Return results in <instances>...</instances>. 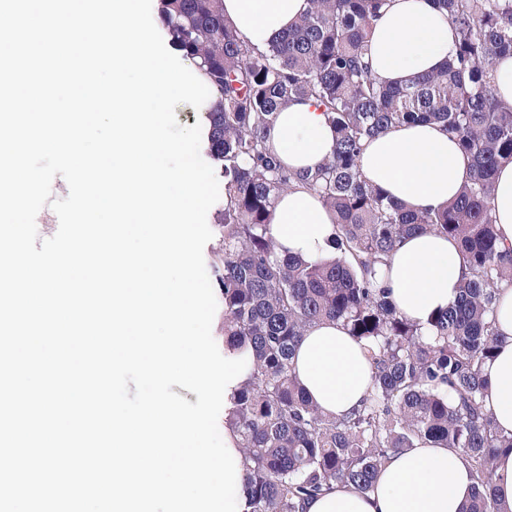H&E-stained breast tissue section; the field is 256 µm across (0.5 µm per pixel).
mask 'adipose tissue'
I'll list each match as a JSON object with an SVG mask.
<instances>
[{
	"label": "adipose tissue",
	"instance_id": "1",
	"mask_svg": "<svg viewBox=\"0 0 512 512\" xmlns=\"http://www.w3.org/2000/svg\"><path fill=\"white\" fill-rule=\"evenodd\" d=\"M224 19L252 47L264 50L310 7L309 0H223ZM371 64L386 84L440 70L454 47L446 10L434 0H388L372 25ZM270 149L293 171L316 170L331 155L336 136L325 112L311 99L283 108L266 132ZM364 178L392 200L416 211L436 210L469 179V159L438 123H403L367 141L359 158ZM493 218L502 247L512 248V163L494 176ZM280 253L308 262L328 261L338 226L306 188L282 192L271 218ZM464 270L458 242L434 233L404 238L381 275L391 301L408 319L426 322L457 297ZM492 318L502 342L485 370L486 404L494 427L512 434V284L499 285ZM299 383L325 413L343 417L366 395L371 370L363 346L342 323L310 327L293 359ZM474 477L456 450L428 440L393 456L377 478L375 493L338 486L314 499L307 512H466Z\"/></svg>",
	"mask_w": 512,
	"mask_h": 512
}]
</instances>
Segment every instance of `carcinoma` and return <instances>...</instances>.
I'll use <instances>...</instances> for the list:
<instances>
[{"label":"carcinoma","mask_w":512,"mask_h":512,"mask_svg":"<svg viewBox=\"0 0 512 512\" xmlns=\"http://www.w3.org/2000/svg\"><path fill=\"white\" fill-rule=\"evenodd\" d=\"M222 0H161L170 41L210 87L208 150L224 174V344L252 359L226 425L238 437L244 512H307L337 485L374 492L382 466L425 440L458 450L477 492L469 512H508L493 494L494 460L512 448L485 398L486 364L499 344L496 290L512 283L491 200L499 165L512 162V103L498 98L494 67L512 54V0H436L455 32L435 74L389 86L373 73L372 22L387 0H310L266 50L224 21ZM314 98L336 131L334 153L313 173L288 172L265 143L280 110ZM435 122L471 159L459 195L415 212L370 185L358 168L364 143L403 123ZM300 185L332 211L340 256L310 263L279 254L270 221L279 193ZM416 232L458 240L466 269L456 300L417 324L377 279L397 244ZM340 321L368 353L372 384L343 418L316 407L293 365L307 327Z\"/></svg>","instance_id":"obj_1"}]
</instances>
